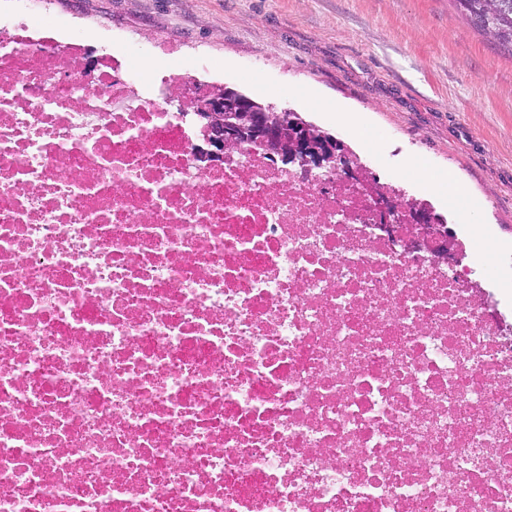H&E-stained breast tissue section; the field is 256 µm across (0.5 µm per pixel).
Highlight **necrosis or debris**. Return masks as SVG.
Segmentation results:
<instances>
[{
	"mask_svg": "<svg viewBox=\"0 0 512 512\" xmlns=\"http://www.w3.org/2000/svg\"><path fill=\"white\" fill-rule=\"evenodd\" d=\"M0 28V512H512V320L365 194L216 165L150 56Z\"/></svg>",
	"mask_w": 512,
	"mask_h": 512,
	"instance_id": "obj_1",
	"label": "necrosis or debris"
}]
</instances>
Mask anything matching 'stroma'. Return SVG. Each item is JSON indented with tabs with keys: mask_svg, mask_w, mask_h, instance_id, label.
<instances>
[{
	"mask_svg": "<svg viewBox=\"0 0 512 512\" xmlns=\"http://www.w3.org/2000/svg\"><path fill=\"white\" fill-rule=\"evenodd\" d=\"M35 20L59 39L83 27L107 51L168 56L188 81L297 112L353 154L378 142L379 181L422 166L407 194L464 237L448 212L464 192L500 247L488 288L512 285V55L452 0H39Z\"/></svg>",
	"mask_w": 512,
	"mask_h": 512,
	"instance_id": "stroma-1",
	"label": "stroma"
}]
</instances>
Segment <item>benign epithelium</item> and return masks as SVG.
Instances as JSON below:
<instances>
[{"mask_svg":"<svg viewBox=\"0 0 512 512\" xmlns=\"http://www.w3.org/2000/svg\"><path fill=\"white\" fill-rule=\"evenodd\" d=\"M191 108L203 133V146L199 147V152L207 161L219 163L225 156L241 151L248 144L256 143L263 146L274 158L310 174L343 175L353 185L373 197L377 223L388 225L391 236L396 238L403 249L413 251L427 243L446 261L456 257L448 246V240L435 243L432 238L424 236L428 231V224L431 223L424 213L416 215L409 235L398 236L400 211L397 204L391 197L376 189V183L367 178L351 161L344 145L336 141L320 140L303 126L298 129L293 145L285 150L277 123V120L283 118L279 110L271 107L262 112H250L247 117L232 121L224 116V110L241 112L243 106L225 96L222 88H208L204 94L195 96Z\"/></svg>","mask_w":512,"mask_h":512,"instance_id":"obj_1","label":"benign epithelium"}]
</instances>
